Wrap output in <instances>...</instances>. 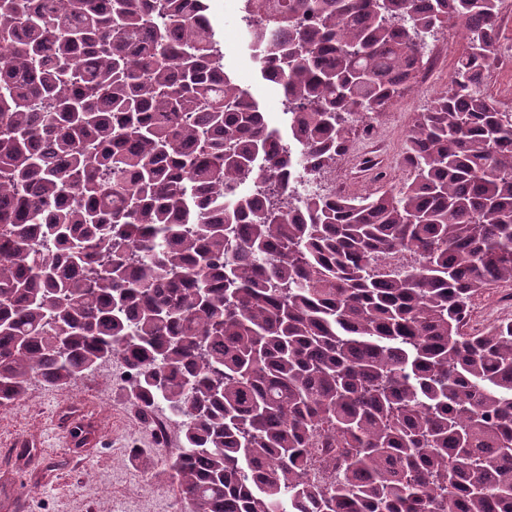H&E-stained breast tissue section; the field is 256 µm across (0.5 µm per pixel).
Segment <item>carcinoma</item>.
Returning <instances> with one entry per match:
<instances>
[{
    "label": "carcinoma",
    "instance_id": "carcinoma-1",
    "mask_svg": "<svg viewBox=\"0 0 512 512\" xmlns=\"http://www.w3.org/2000/svg\"><path fill=\"white\" fill-rule=\"evenodd\" d=\"M502 0H243L288 136L224 70L205 0H0V407L119 357L165 405L186 512H512V109ZM461 23L411 178L316 175ZM259 182V192L248 189ZM343 454L319 485L314 438ZM506 10V5H503L498 44L511 51L501 55L499 64L489 74L487 90L497 102L512 107V18H504ZM506 314L512 316V291L510 289L505 294H498L495 300L482 308L481 311H473L468 320V327L479 329L488 322Z\"/></svg>",
    "mask_w": 512,
    "mask_h": 512
}]
</instances>
